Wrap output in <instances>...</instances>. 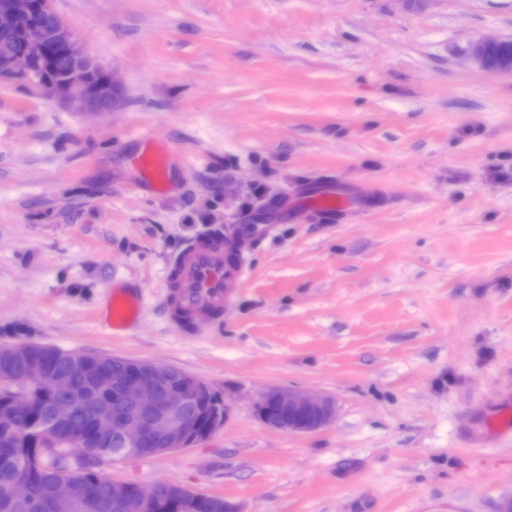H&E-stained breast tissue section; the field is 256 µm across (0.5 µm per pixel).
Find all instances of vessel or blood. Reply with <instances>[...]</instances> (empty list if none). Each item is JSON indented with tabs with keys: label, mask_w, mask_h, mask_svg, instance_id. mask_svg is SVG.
Returning a JSON list of instances; mask_svg holds the SVG:
<instances>
[{
	"label": "vessel or blood",
	"mask_w": 512,
	"mask_h": 512,
	"mask_svg": "<svg viewBox=\"0 0 512 512\" xmlns=\"http://www.w3.org/2000/svg\"><path fill=\"white\" fill-rule=\"evenodd\" d=\"M141 166L155 180L167 178V157L162 150L147 151ZM309 213L330 219L341 214L351 201L350 190L328 182L304 192ZM244 248L223 232L216 231L194 238L167 264L166 308L171 324L186 333L196 332L199 316L221 321L242 279ZM140 301L111 293L106 322L115 330L133 324L139 314Z\"/></svg>",
	"instance_id": "obj_1"
}]
</instances>
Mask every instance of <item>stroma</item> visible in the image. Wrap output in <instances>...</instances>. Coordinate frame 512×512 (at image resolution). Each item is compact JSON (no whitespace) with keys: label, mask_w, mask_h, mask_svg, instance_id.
Instances as JSON below:
<instances>
[{"label":"stroma","mask_w":512,"mask_h":512,"mask_svg":"<svg viewBox=\"0 0 512 512\" xmlns=\"http://www.w3.org/2000/svg\"><path fill=\"white\" fill-rule=\"evenodd\" d=\"M113 70L112 111L0 82V336L172 364L230 407L192 448L95 462L239 512H499L512 496V0H55ZM164 144L163 190L135 160ZM336 221L276 213L223 322L166 315L168 261L303 184ZM134 289L137 325L104 323ZM271 388L327 395L312 434L265 427ZM505 39H481L473 42L469 47V57L480 68L495 73L512 74V55L508 52L501 53L497 56L499 50L503 47L498 46ZM497 46V47H494ZM494 47V48H492ZM490 59L496 58L494 65H489L486 61L487 54L490 49ZM300 194L307 199V213L326 219L341 214L351 201L350 190L336 187L333 181L303 190Z\"/></svg>","instance_id":"35a3bbf8"}]
</instances>
